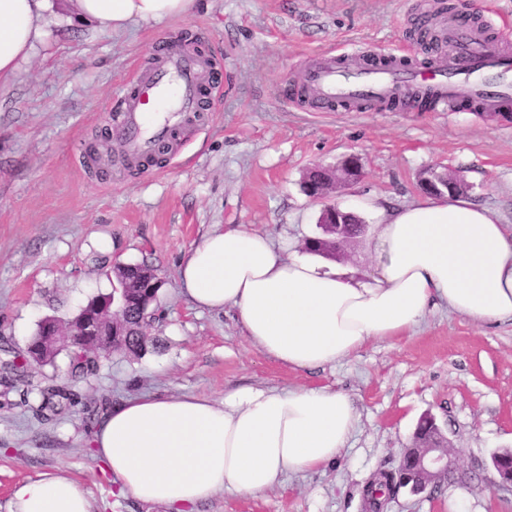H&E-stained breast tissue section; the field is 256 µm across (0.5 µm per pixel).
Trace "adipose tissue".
<instances>
[{
	"label": "adipose tissue",
	"mask_w": 512,
	"mask_h": 512,
	"mask_svg": "<svg viewBox=\"0 0 512 512\" xmlns=\"http://www.w3.org/2000/svg\"><path fill=\"white\" fill-rule=\"evenodd\" d=\"M193 4L75 0V9L112 33L186 14ZM51 7V0H0V76L14 74L43 40ZM363 246L375 265L367 280L246 226L215 231L181 262V292L201 308L235 307L247 341L293 369L332 366L412 334L440 305L479 324L512 322V237L487 209L428 198L381 215ZM357 421L350 399L327 388L243 387L220 403L144 395L103 418L94 451L120 496L194 512L219 492L257 495L285 474L331 464ZM9 512H92V505L77 482L47 474L17 484Z\"/></svg>",
	"instance_id": "obj_1"
}]
</instances>
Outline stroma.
<instances>
[{
    "label": "stroma",
    "mask_w": 512,
    "mask_h": 512,
    "mask_svg": "<svg viewBox=\"0 0 512 512\" xmlns=\"http://www.w3.org/2000/svg\"><path fill=\"white\" fill-rule=\"evenodd\" d=\"M53 5L45 42L0 79V350H24L42 319L70 320L111 292L119 262L163 273L162 316L146 329L147 352L113 355L94 377L73 379L63 353L30 366L25 381L0 382V512L15 485L46 474L80 484L93 512H167L117 496L91 420L138 395L219 403L242 386L329 388L353 401L357 427L336 463L257 496L216 494L196 512H363L367 481L397 466L426 413L460 466L485 476L429 495L397 490L384 512H512V492L488 480L491 454L512 446L511 322L479 325L439 306L414 335L295 370L252 347L233 308H196L178 281L180 261L212 231L243 224L300 246L318 235L324 206L373 196L377 211L362 214L372 225L379 211L425 199L420 180L432 171L462 175L464 199L512 233V124L469 111L309 112L281 95L327 51L393 47L420 58L412 20L436 15L435 0H196L187 15L116 33L80 20L71 0ZM184 31L201 39L221 97L180 136L177 156L102 182L82 157L102 143L155 40ZM352 153L362 180L318 200L304 192L308 168ZM51 386L74 395L63 414L40 407Z\"/></svg>",
    "instance_id": "stroma-1"
}]
</instances>
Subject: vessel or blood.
Returning a JSON list of instances; mask_svg holds the SVG:
<instances>
[{"label": "vessel or blood", "instance_id": "b4317fda", "mask_svg": "<svg viewBox=\"0 0 512 512\" xmlns=\"http://www.w3.org/2000/svg\"><path fill=\"white\" fill-rule=\"evenodd\" d=\"M451 52L435 65L418 66L396 49L325 53L284 91L288 102L306 101L313 112H365L386 103L399 112H512V50L479 24L458 21L440 30ZM155 62L125 88L131 105L115 110L112 128L124 144L126 162L168 149L174 133L195 125L204 102L219 91L204 55L160 39Z\"/></svg>", "mask_w": 512, "mask_h": 512}]
</instances>
